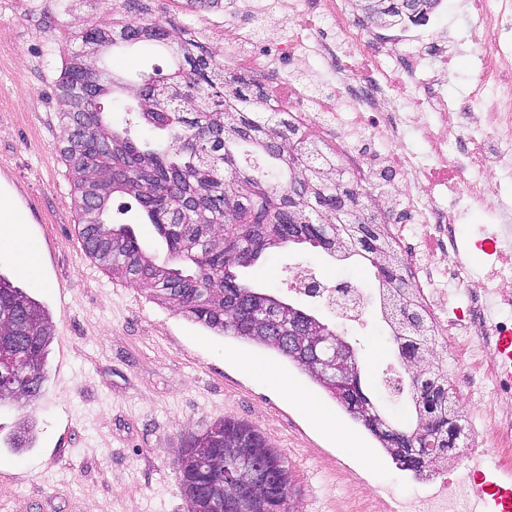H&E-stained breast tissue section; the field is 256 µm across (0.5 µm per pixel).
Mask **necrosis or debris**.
<instances>
[{"mask_svg": "<svg viewBox=\"0 0 512 512\" xmlns=\"http://www.w3.org/2000/svg\"><path fill=\"white\" fill-rule=\"evenodd\" d=\"M318 12L336 30L328 40L315 22H304V0H279L278 12L292 34L278 53L239 51L249 42L245 29L229 32L234 51L225 53L232 73L279 72L282 59L316 55L332 75L331 98L310 95L281 75L283 99L292 121L310 130L335 122L333 150L365 190L376 187L379 170L394 171L391 195L401 216L387 233L401 251L412 282L431 315L441 347L465 361L471 374L491 381L483 393L469 389L457 401L466 413L489 423L470 448L501 452L499 468L512 470V377L496 362L498 337L512 335V191L502 176L512 171V10L494 0H470L461 41L475 65L464 95L448 100L442 87L448 76V46L432 36L430 23L406 26L400 39L375 36L350 10L349 0H316ZM419 131L424 151L412 146L409 133ZM454 189L444 201L441 185ZM494 213L497 222L467 247L459 232L463 213ZM485 256L474 275L471 250ZM461 301L448 306L449 290ZM473 471L435 480L418 501L420 512H480Z\"/></svg>", "mask_w": 512, "mask_h": 512, "instance_id": "1", "label": "necrosis or debris"}]
</instances>
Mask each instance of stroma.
I'll return each instance as SVG.
<instances>
[{
	"instance_id": "stroma-1",
	"label": "stroma",
	"mask_w": 512,
	"mask_h": 512,
	"mask_svg": "<svg viewBox=\"0 0 512 512\" xmlns=\"http://www.w3.org/2000/svg\"><path fill=\"white\" fill-rule=\"evenodd\" d=\"M0 22V160L15 180L42 202L41 220L21 214L25 234L51 243L45 273L32 274L12 249L0 247V272L43 303L54 325L46 390L20 408L0 407V512H187L174 460L188 434L232 416L254 426L286 458L294 475L295 512H401L420 489L412 472L399 470L377 441L336 405L323 389L273 350L223 336L91 260L77 234L71 174L59 156L64 131L53 86L62 65L79 47L77 35L94 26H115L136 16L163 24L172 38L188 37L197 24L184 0H142L135 13L125 0H73L68 23L49 25L56 0H24ZM270 0H224L211 11L216 35L246 26L251 50L285 41L289 27L268 10ZM97 64L128 86L141 71L174 69L167 49L155 42L103 52ZM115 222L133 225L148 252L165 245L129 195L112 198ZM308 268L326 286L347 281L364 288L367 317L338 320L319 300L296 293V268ZM242 278L336 325L353 344L367 390L389 416L404 413L378 387L389 357L388 331L368 264L340 263L305 244L265 253ZM67 288L60 312L58 288ZM68 343L69 373L57 369ZM270 364L304 388L335 421L319 426L278 387L253 377L242 358ZM68 415L69 433L58 418ZM34 427L30 448L16 451L6 439L20 424Z\"/></svg>"
}]
</instances>
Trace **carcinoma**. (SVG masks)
<instances>
[{
	"label": "carcinoma",
	"mask_w": 512,
	"mask_h": 512,
	"mask_svg": "<svg viewBox=\"0 0 512 512\" xmlns=\"http://www.w3.org/2000/svg\"><path fill=\"white\" fill-rule=\"evenodd\" d=\"M357 0L372 4L369 20L385 27L420 24L441 0ZM167 42L176 60L167 77L145 74L135 90L137 117L166 137L140 142L112 127L103 99L124 89L91 58L116 44ZM79 51L61 70L55 93L63 106L61 155L69 167L79 209L84 250L112 275L150 289L188 319L224 336L272 349L308 375L352 420L375 438L402 470L448 468L464 435L448 379L447 351L436 347L433 326L419 294L403 275V261L384 224L390 214L370 209L363 189L346 177L336 155L294 126L289 113L269 107L255 82L232 76L191 39L173 41L157 23L121 27L119 34L91 28L78 35ZM116 193L132 196L166 245L150 254L127 224L109 221ZM308 243L337 261L360 257L378 283L379 308L406 381L395 386L408 401L405 425L390 423L362 385V370L339 381L255 328L277 308L288 319L317 323V316L242 281L268 249ZM52 342L45 307L0 273V361L18 371L0 385V405H27L44 391ZM33 354L39 367H25ZM242 454L251 464L282 475L266 499L268 512H291L292 475L287 461L263 434L226 416L183 442L176 472L188 512L206 504L214 485L231 482Z\"/></svg>",
	"instance_id": "carcinoma-1"
}]
</instances>
